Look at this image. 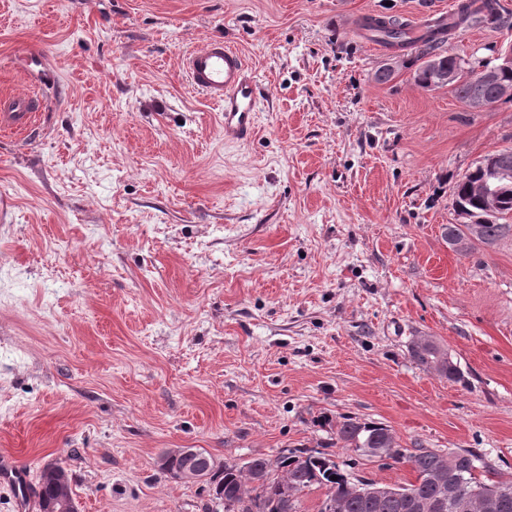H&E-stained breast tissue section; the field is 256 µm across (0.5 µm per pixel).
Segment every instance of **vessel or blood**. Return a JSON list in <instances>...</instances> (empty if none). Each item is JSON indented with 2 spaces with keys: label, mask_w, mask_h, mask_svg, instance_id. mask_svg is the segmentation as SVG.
<instances>
[{
  "label": "vessel or blood",
  "mask_w": 512,
  "mask_h": 512,
  "mask_svg": "<svg viewBox=\"0 0 512 512\" xmlns=\"http://www.w3.org/2000/svg\"><path fill=\"white\" fill-rule=\"evenodd\" d=\"M184 67L192 89L224 109V139L241 142L251 137L256 124L259 91L240 52L212 39L191 52ZM33 98H16L0 114V124L21 131L31 129Z\"/></svg>",
  "instance_id": "b4317fda"
}]
</instances>
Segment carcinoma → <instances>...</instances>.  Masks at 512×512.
<instances>
[{"label": "carcinoma", "mask_w": 512, "mask_h": 512, "mask_svg": "<svg viewBox=\"0 0 512 512\" xmlns=\"http://www.w3.org/2000/svg\"><path fill=\"white\" fill-rule=\"evenodd\" d=\"M509 27L512 22L502 15L498 0H464L457 8L456 17L442 24L437 22L427 26L426 32L419 39L408 41L403 24L396 20L367 18L363 21L364 29L374 33L376 40L390 47L403 49L415 44L419 54L425 58L422 66L414 76L415 83L424 89L441 87L436 70L430 61L455 74L448 82V87L463 104H468L474 94L475 85L472 74L475 68L465 60L445 54L442 50L447 34L467 23L471 26ZM496 71L495 79L482 86L483 94L493 103L499 102L498 91L502 84L512 85V64L508 66L497 62L484 65V68ZM484 177L481 166L466 174L454 191V203L458 213H465L471 218L483 216V198L475 191V186ZM512 218V190L499 195L497 214L480 222V235L468 238L467 224H450L445 227L444 237L448 242H465L464 253H469L477 246L492 247L501 238L512 233V225L505 223ZM448 351L435 341L426 355H414L412 360L422 369L432 371L450 382L464 380V374L457 363L446 359ZM339 446L361 456L366 448H387L397 461L411 465L416 474L415 481L407 484H393L394 496L385 500L381 507L371 506V500L356 493L352 488L353 479L340 468L335 455L310 448L283 449L271 460L265 457H253L243 464L226 462L209 480L214 499L223 506L224 512H301L300 497L305 491L320 489L324 499L336 502L337 512H403L399 492L411 491L423 499L437 494V487L429 477L441 471H448L460 483L464 495L469 501V512H482L484 495L492 493L503 485L512 486V476L497 479L481 478V473H491V467L481 456L470 450L462 452L403 447L392 430L378 422L348 418L336 430V437L330 446ZM337 479H332V476ZM288 497L290 507L283 510V497Z\"/></svg>", "instance_id": "obj_1"}]
</instances>
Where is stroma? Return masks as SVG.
Listing matches in <instances>:
<instances>
[{
    "instance_id": "35a3bbf8",
    "label": "stroma",
    "mask_w": 512,
    "mask_h": 512,
    "mask_svg": "<svg viewBox=\"0 0 512 512\" xmlns=\"http://www.w3.org/2000/svg\"><path fill=\"white\" fill-rule=\"evenodd\" d=\"M458 3L0 0V101H45L35 135L0 128V453L30 492L58 463L79 512H213L165 451L271 458L349 417L512 474V235L467 255L443 237L456 183L512 147V100L420 88L417 50L362 26L418 37ZM212 38L261 88L244 142L187 83ZM510 44L463 27L444 48L475 66ZM420 336L464 383L411 360Z\"/></svg>"
}]
</instances>
